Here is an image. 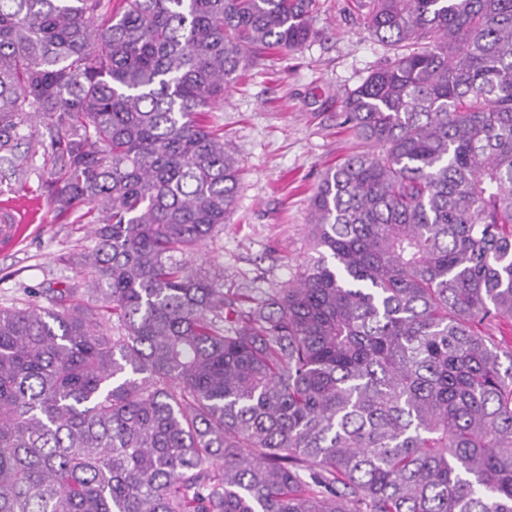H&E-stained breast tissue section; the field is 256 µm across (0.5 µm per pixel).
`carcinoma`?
<instances>
[{"label": "carcinoma", "mask_w": 512, "mask_h": 512, "mask_svg": "<svg viewBox=\"0 0 512 512\" xmlns=\"http://www.w3.org/2000/svg\"><path fill=\"white\" fill-rule=\"evenodd\" d=\"M315 4L0 0V193L92 240L0 306V512H512V0H356L393 56L316 256L260 296L187 261L240 185L207 114Z\"/></svg>", "instance_id": "cac0c4a2"}]
</instances>
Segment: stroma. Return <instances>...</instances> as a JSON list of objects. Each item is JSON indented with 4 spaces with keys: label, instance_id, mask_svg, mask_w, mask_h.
I'll use <instances>...</instances> for the list:
<instances>
[{
    "label": "stroma",
    "instance_id": "35a3bbf8",
    "mask_svg": "<svg viewBox=\"0 0 512 512\" xmlns=\"http://www.w3.org/2000/svg\"><path fill=\"white\" fill-rule=\"evenodd\" d=\"M388 58L351 0H318L311 38L293 52L258 56L226 89L210 120L238 160L241 183L224 228L188 255L191 266L223 269L229 294L259 295L299 277L314 254L308 219L321 175L360 149L336 123L341 100ZM36 188L32 181L5 195L21 215L37 216L21 242L0 249V306H52L51 289L74 280L67 257L91 244L89 225L54 219Z\"/></svg>",
    "mask_w": 512,
    "mask_h": 512
}]
</instances>
